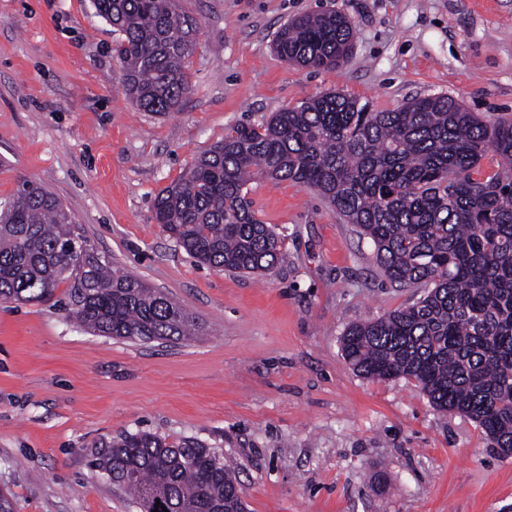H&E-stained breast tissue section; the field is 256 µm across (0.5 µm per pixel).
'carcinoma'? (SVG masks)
<instances>
[{"label":"carcinoma","mask_w":512,"mask_h":512,"mask_svg":"<svg viewBox=\"0 0 512 512\" xmlns=\"http://www.w3.org/2000/svg\"><path fill=\"white\" fill-rule=\"evenodd\" d=\"M117 34L126 96L167 114L192 90L187 62L201 27L177 0H93ZM354 26L326 10L276 34L284 59L314 70L346 60ZM497 170L477 176L488 151ZM291 181L323 198L370 239L387 279L422 288L411 304L350 325L341 348L367 379L416 382L441 412L472 419L512 455V122L482 120L454 99L414 97L389 110L336 92L239 124L161 189L154 218L175 243L219 271L258 273L282 256L257 216L252 177ZM89 332L144 342L188 340L194 318L168 295L85 246L60 200L25 181L0 208V300L45 302ZM96 467L139 503L168 512H246L224 455L191 439L124 436Z\"/></svg>","instance_id":"cac0c4a2"}]
</instances>
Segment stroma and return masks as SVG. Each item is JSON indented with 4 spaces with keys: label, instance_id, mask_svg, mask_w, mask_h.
<instances>
[{
    "label": "stroma",
    "instance_id": "stroma-1",
    "mask_svg": "<svg viewBox=\"0 0 512 512\" xmlns=\"http://www.w3.org/2000/svg\"><path fill=\"white\" fill-rule=\"evenodd\" d=\"M201 25L192 90L166 115L126 97L92 0H0V202L38 183L93 249L178 300L197 336H96L46 302H0V489L15 512H142L92 465L109 442L192 439L235 466L247 512H512V456L405 379L356 373L344 330L412 303L315 192L257 179L283 238L255 274L196 263L153 199L237 124L336 92L395 108L448 96L512 119V0H178ZM325 10L355 26L339 68L282 59L275 35Z\"/></svg>",
    "mask_w": 512,
    "mask_h": 512
}]
</instances>
